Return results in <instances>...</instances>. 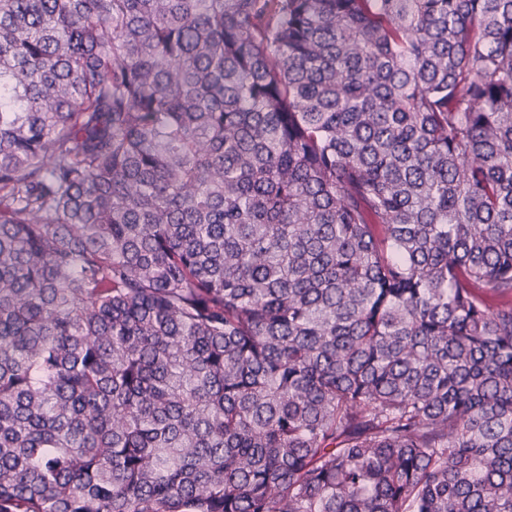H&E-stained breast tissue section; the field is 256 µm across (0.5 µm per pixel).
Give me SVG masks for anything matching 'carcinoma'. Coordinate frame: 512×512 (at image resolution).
<instances>
[{"label": "carcinoma", "instance_id": "cac0c4a2", "mask_svg": "<svg viewBox=\"0 0 512 512\" xmlns=\"http://www.w3.org/2000/svg\"><path fill=\"white\" fill-rule=\"evenodd\" d=\"M0 512H512V0H0Z\"/></svg>", "mask_w": 512, "mask_h": 512}]
</instances>
